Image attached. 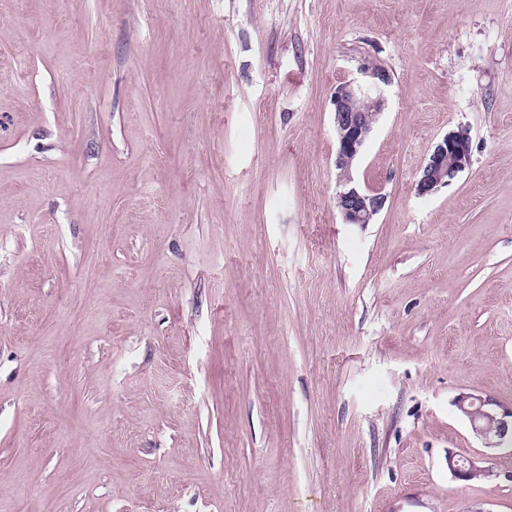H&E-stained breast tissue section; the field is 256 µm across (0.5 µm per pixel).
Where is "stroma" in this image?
Listing matches in <instances>:
<instances>
[{"mask_svg": "<svg viewBox=\"0 0 512 512\" xmlns=\"http://www.w3.org/2000/svg\"><path fill=\"white\" fill-rule=\"evenodd\" d=\"M462 392L512 404V0H0V512H512ZM359 71L365 78L363 82L345 81L336 87L331 98L337 143L336 207L347 224H370L386 201L380 190L362 188L352 168L385 106L383 90L390 77L384 68L370 63H364ZM358 100L366 101L362 111L355 107ZM472 146L468 129L460 126L448 132L433 147L416 182L420 196L431 195L450 185L471 165Z\"/></svg>", "mask_w": 512, "mask_h": 512, "instance_id": "obj_1", "label": "stroma"}]
</instances>
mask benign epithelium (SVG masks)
I'll use <instances>...</instances> for the list:
<instances>
[{
  "label": "benign epithelium",
  "mask_w": 512,
  "mask_h": 512,
  "mask_svg": "<svg viewBox=\"0 0 512 512\" xmlns=\"http://www.w3.org/2000/svg\"><path fill=\"white\" fill-rule=\"evenodd\" d=\"M360 74L364 81L339 84L331 98L337 143L336 207L347 224L370 223L386 201L381 191L361 187L352 168L385 106L383 90L390 83V77L384 68L370 63L360 67ZM471 157L468 129L461 126L448 132L434 145L422 167L415 185L417 194L431 195L450 185L471 165ZM455 406L469 422L484 451L477 456L448 453V470L455 478L467 482L498 477L490 460L497 451L506 450L512 455V407L506 408L491 398L466 392L456 397Z\"/></svg>",
  "instance_id": "7a95c632"
}]
</instances>
